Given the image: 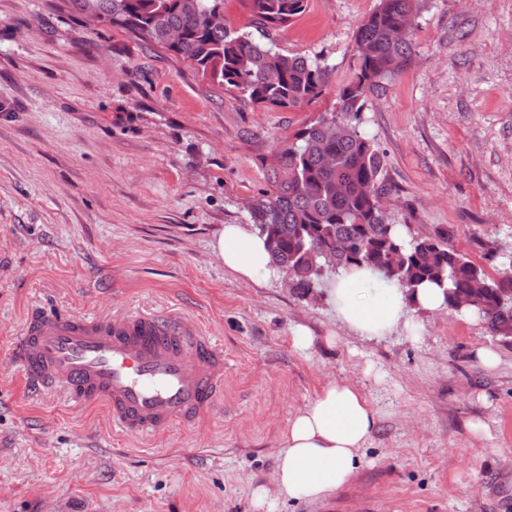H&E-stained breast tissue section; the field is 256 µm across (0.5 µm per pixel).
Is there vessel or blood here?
<instances>
[{
	"mask_svg": "<svg viewBox=\"0 0 512 512\" xmlns=\"http://www.w3.org/2000/svg\"><path fill=\"white\" fill-rule=\"evenodd\" d=\"M17 353L33 389L57 386L75 404H104L133 435L195 424L224 390L222 350L180 318L38 315Z\"/></svg>",
	"mask_w": 512,
	"mask_h": 512,
	"instance_id": "1",
	"label": "vessel or blood"
}]
</instances>
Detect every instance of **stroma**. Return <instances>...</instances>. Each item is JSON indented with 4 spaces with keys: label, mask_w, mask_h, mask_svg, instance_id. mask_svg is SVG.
I'll return each mask as SVG.
<instances>
[{
    "label": "stroma",
    "mask_w": 512,
    "mask_h": 512,
    "mask_svg": "<svg viewBox=\"0 0 512 512\" xmlns=\"http://www.w3.org/2000/svg\"><path fill=\"white\" fill-rule=\"evenodd\" d=\"M53 2L0 0V512H255L289 419L334 380L377 413L363 462L327 499L272 512H512V343L450 311L364 339L326 288L243 281L213 251L225 225L250 223L276 148L336 108L378 0H308L271 32L335 67L320 99L289 110ZM410 38L408 65L361 109L395 187L387 221L451 229L496 273L512 260V0H423ZM44 312L192 320L224 352L221 405L130 436L104 406L29 389L13 344Z\"/></svg>",
    "instance_id": "1"
}]
</instances>
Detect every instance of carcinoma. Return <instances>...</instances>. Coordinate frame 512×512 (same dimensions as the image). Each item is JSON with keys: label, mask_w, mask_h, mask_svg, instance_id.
Returning a JSON list of instances; mask_svg holds the SVG:
<instances>
[{"label": "carcinoma", "mask_w": 512, "mask_h": 512, "mask_svg": "<svg viewBox=\"0 0 512 512\" xmlns=\"http://www.w3.org/2000/svg\"><path fill=\"white\" fill-rule=\"evenodd\" d=\"M73 14L108 23L167 48L218 87H234L265 108L295 109L322 97L334 69L325 59L284 53L271 41L232 30L224 0H62ZM253 20L277 30L307 8V0H246ZM416 0H378L358 26L357 70L337 113L297 130L267 168L269 189L251 212L271 263L292 274L307 296L329 272L369 266L413 294L424 282L447 287L448 310L481 318L489 332L512 341V276H492L451 242V235L404 240L387 223L384 199L394 186L373 139L361 129L362 96L383 87L408 64L409 36L396 32L414 20ZM171 30L181 41L166 46ZM342 133L328 137L331 126Z\"/></svg>", "instance_id": "carcinoma-1"}]
</instances>
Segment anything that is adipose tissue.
<instances>
[{"label":"adipose tissue","mask_w":512,"mask_h":512,"mask_svg":"<svg viewBox=\"0 0 512 512\" xmlns=\"http://www.w3.org/2000/svg\"><path fill=\"white\" fill-rule=\"evenodd\" d=\"M214 250L226 269L244 280L270 268L264 237L246 224H228ZM374 274L355 268L337 277L328 294L341 321L356 335L381 336L409 311L448 307L445 288L423 283L414 293L388 288L369 294L362 286ZM377 428L367 397L347 382H331L288 421L277 458L276 490L288 499L322 500L345 486L361 463L359 451Z\"/></svg>","instance_id":"1"}]
</instances>
